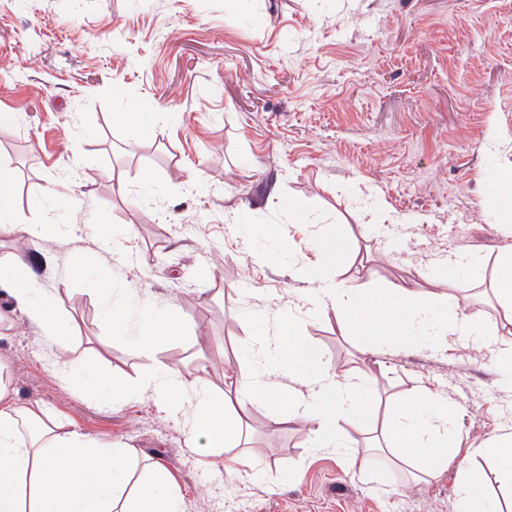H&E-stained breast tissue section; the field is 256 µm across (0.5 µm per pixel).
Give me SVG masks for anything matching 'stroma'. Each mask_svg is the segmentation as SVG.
Returning <instances> with one entry per match:
<instances>
[{
    "mask_svg": "<svg viewBox=\"0 0 512 512\" xmlns=\"http://www.w3.org/2000/svg\"><path fill=\"white\" fill-rule=\"evenodd\" d=\"M132 109L156 113L149 132L113 125V113ZM0 115V163L29 178L0 260L27 243L70 323L57 347L0 291V376L18 404H42L69 428L161 463L183 512H454L463 462L512 512V486L479 451L512 432V369L494 363L512 334L484 282L461 273L442 283L435 267L456 250L489 265L512 247L491 190L512 180V0H0ZM145 168L152 184L140 182ZM51 185L78 207L47 197ZM386 214L395 223H382ZM326 224L342 231L338 281L399 282L440 310L455 300L497 339L447 335L374 355L364 337L341 335L333 313L307 318L305 336L339 378L375 396L371 416L340 424L357 460L316 451L306 428L259 401L239 446L262 462L248 478L223 455L191 449L186 416L147 397L112 406L56 367L62 349L137 382L174 361L188 386L225 393L249 363L254 313L274 315L311 288L303 265ZM264 225L289 245L257 265L250 254L267 242L252 231ZM83 253L111 274L110 298L94 275L72 277ZM143 299L181 308L186 331L172 348L145 354L113 335L109 303L134 320ZM418 387L450 407L461 434L432 476L368 447L386 401Z\"/></svg>",
    "mask_w": 512,
    "mask_h": 512,
    "instance_id": "1",
    "label": "stroma"
}]
</instances>
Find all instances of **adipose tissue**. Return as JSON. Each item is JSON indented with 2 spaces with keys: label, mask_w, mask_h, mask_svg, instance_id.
<instances>
[{
  "label": "adipose tissue",
  "mask_w": 512,
  "mask_h": 512,
  "mask_svg": "<svg viewBox=\"0 0 512 512\" xmlns=\"http://www.w3.org/2000/svg\"><path fill=\"white\" fill-rule=\"evenodd\" d=\"M315 270L309 289L298 303L277 312L253 336L250 362L238 371L235 399L204 395L189 398L177 367L159 363L152 375L136 384L104 375L91 362L73 365L58 354V366L70 382L89 394L105 395L123 406L150 395L173 414L192 401L190 435L193 448L215 452L240 439L247 407L263 400L281 408L283 423L307 427L315 445L338 454L347 448L339 436L341 421L368 414L372 402L366 387L341 381L300 329L303 315L332 311L338 328L366 337L371 350L398 352L418 347L415 325L424 321L428 300L405 285L356 289L323 277L335 266V245L314 243ZM500 318L512 326V249L499 252L489 274ZM0 290L6 292L44 336L62 342L68 325L61 300L41 288L24 256L0 263ZM185 332L178 306L139 305L131 337L142 352L172 346ZM302 385L296 393L279 386L278 377ZM384 442L409 450L410 460L427 472L445 468L458 440L455 416L433 406L428 390L417 389L394 401L385 415ZM0 512H182L180 487L160 464H141L135 448L122 442L103 443L83 435L44 406H21L0 387Z\"/></svg>",
  "instance_id": "ef3b65f1"
}]
</instances>
